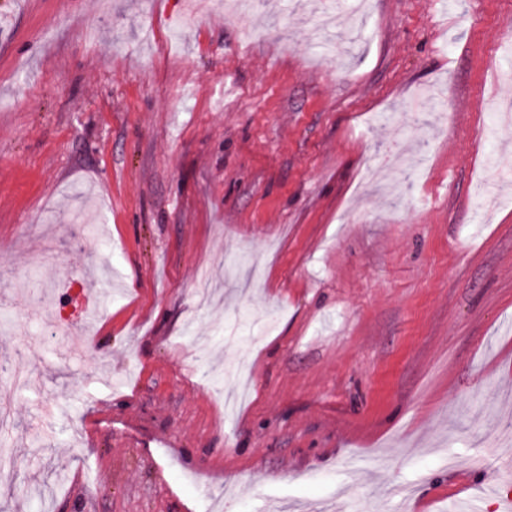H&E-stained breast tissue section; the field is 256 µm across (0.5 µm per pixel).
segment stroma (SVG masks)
I'll return each mask as SVG.
<instances>
[{
    "mask_svg": "<svg viewBox=\"0 0 512 512\" xmlns=\"http://www.w3.org/2000/svg\"><path fill=\"white\" fill-rule=\"evenodd\" d=\"M182 2L0 0V512H507L512 0Z\"/></svg>",
    "mask_w": 512,
    "mask_h": 512,
    "instance_id": "1",
    "label": "stroma"
}]
</instances>
